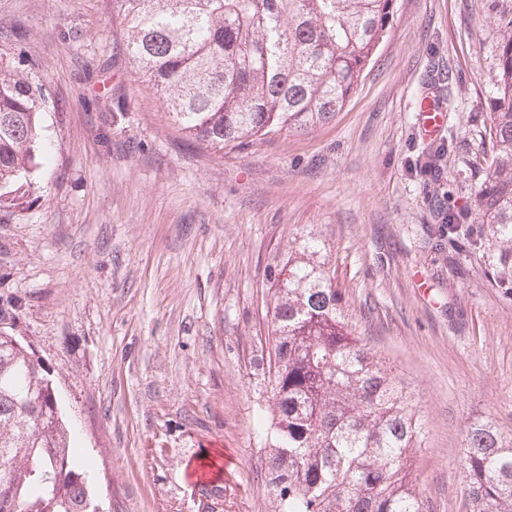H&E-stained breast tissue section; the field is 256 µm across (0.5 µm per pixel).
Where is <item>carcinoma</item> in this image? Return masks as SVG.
<instances>
[{"label": "carcinoma", "mask_w": 512, "mask_h": 512, "mask_svg": "<svg viewBox=\"0 0 512 512\" xmlns=\"http://www.w3.org/2000/svg\"><path fill=\"white\" fill-rule=\"evenodd\" d=\"M125 58L194 141L222 151L279 129L331 121L394 19L396 0H115ZM490 157L442 232L494 224L512 281V9L497 21ZM45 85L0 64V210L25 203L38 165ZM453 133L416 174L454 155ZM326 250L288 249L272 297L257 429L279 512H426L412 478L420 420L404 388L345 319ZM469 512H512V436L472 427L464 453ZM0 512H97L43 363L0 331Z\"/></svg>", "instance_id": "cac0c4a2"}]
</instances>
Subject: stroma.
I'll list each match as a JSON object with an SVG mask.
<instances>
[{
	"label": "stroma",
	"instance_id": "stroma-1",
	"mask_svg": "<svg viewBox=\"0 0 512 512\" xmlns=\"http://www.w3.org/2000/svg\"><path fill=\"white\" fill-rule=\"evenodd\" d=\"M512 0H396L331 122L222 152L139 86L114 0H0V61L44 81L46 163L0 211V330L50 371L103 512H279L255 429L278 264L324 241L349 322L412 394L429 512H466L471 426L512 434V297L498 240L438 241L480 184L497 18ZM440 80L437 182L416 102ZM456 150V139L452 132H448V139H443L434 149L427 152L424 160H418L416 165V174L422 178L427 177V172L430 174L438 171L441 167L442 161L448 156V160L454 155ZM430 177V175L428 176Z\"/></svg>",
	"mask_w": 512,
	"mask_h": 512
}]
</instances>
